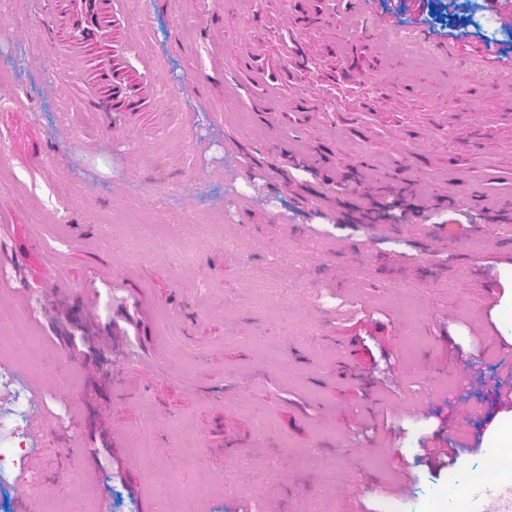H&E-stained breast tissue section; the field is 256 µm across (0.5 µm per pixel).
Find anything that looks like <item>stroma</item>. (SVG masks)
<instances>
[{"instance_id": "1", "label": "stroma", "mask_w": 512, "mask_h": 512, "mask_svg": "<svg viewBox=\"0 0 512 512\" xmlns=\"http://www.w3.org/2000/svg\"><path fill=\"white\" fill-rule=\"evenodd\" d=\"M490 0H131L130 65L157 98L106 129L49 50L58 0H7L0 26V321L30 345L22 368L45 408L42 448L0 485V512H437L490 449L512 444V238L495 223L478 252L427 236L430 209H512V27ZM302 22L312 52L354 71L368 115L339 111L310 74L280 111L249 84ZM452 45L450 72L385 52L395 31ZM261 40L264 58L249 56ZM467 92L472 124L459 120ZM291 142L326 173L298 187ZM262 180H255V173ZM421 205L400 237L338 218L356 184ZM288 299L279 317L266 295ZM119 296L140 310L139 355L110 359L106 400L49 329L71 298L88 316ZM204 459L184 464L176 428ZM154 454L137 452L142 435ZM460 440L450 466L428 446Z\"/></svg>"}]
</instances>
